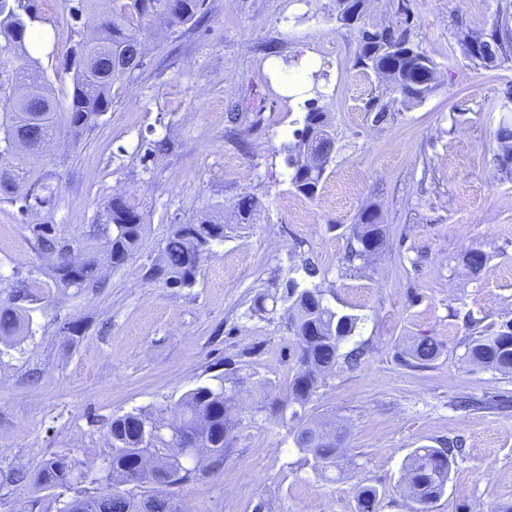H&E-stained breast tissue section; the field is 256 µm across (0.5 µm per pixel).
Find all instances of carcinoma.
Here are the masks:
<instances>
[{
	"mask_svg": "<svg viewBox=\"0 0 512 512\" xmlns=\"http://www.w3.org/2000/svg\"><path fill=\"white\" fill-rule=\"evenodd\" d=\"M64 0L66 21L78 36L71 48L66 71L72 73L68 101L60 103L50 93L45 70L26 47L30 4L26 0H0V46L13 53L17 66L12 77L0 81V102L4 104L0 128V201L30 200L41 205L52 201L54 187L50 177L35 174L39 163V143L45 134L60 128L74 130L79 137L96 128L102 115L112 108V87L133 77L144 66L147 56L146 31L151 19L164 18L171 27L194 28L204 15V0ZM507 55L498 33L490 38L477 37L466 56L475 64L488 67ZM357 65L366 70L385 69L393 74V89L409 103H419L431 94L437 83L431 60L413 45L409 30L362 24ZM500 152L495 160L499 171L512 174V120L500 122L496 132ZM336 152V140L329 131L326 113L317 107L305 112L298 140L288 146L291 183L300 194L314 197L323 181L327 165ZM240 223L250 224L255 212L253 198L244 195L235 203ZM40 252L58 253L68 241L58 237L51 225L30 226ZM145 232L144 213L129 197L112 196L104 204L102 219L90 225L84 243L86 258L78 267L56 265L48 273L50 282L20 281L14 299L31 296L33 288H86L98 283L101 265L119 268L139 250ZM224 239V225L203 216L188 224H172L162 248L161 258L148 273L167 288H191L197 280L205 254L213 242ZM384 228L377 210L368 206L357 217L348 242V262L363 269L371 260L370 251L381 248ZM486 255L479 249L466 252L463 266L476 275ZM308 285L300 287L293 277L284 284L281 300L286 307V327L293 336L295 356L288 384L289 399L299 406L291 419L301 421L299 410L316 394L325 376L336 373L339 363L353 365L363 355L360 348L345 354L341 345L353 334L359 318L332 309L324 291L314 278L317 268L303 266ZM27 319L19 306L0 307V335L15 336L26 329ZM441 353L431 336L414 338L401 352L403 361L423 368ZM466 358L473 364L512 375V320L491 336H476L467 344ZM228 378L198 385L177 401L180 422L165 426L161 420L140 410L112 419L110 431L120 442L112 450V465L106 475L95 477L76 469L68 454L55 455L40 466L35 484L43 489H71L78 483L105 486L83 494L81 512H141V500L152 502L151 512H178L172 489L159 480L156 471L173 478L181 487L224 462V434L233 431L236 410L232 390L245 383L237 377L231 386ZM296 447L311 455L312 468L321 475L342 471L345 455L336 447V426L322 423L315 427L295 426ZM203 448L197 458L181 455L180 449ZM458 446L415 449L405 464V482L409 495L424 512L423 505L438 499L448 482ZM357 512H378L377 489L362 486L356 492Z\"/></svg>",
	"mask_w": 512,
	"mask_h": 512,
	"instance_id": "obj_1",
	"label": "carcinoma"
}]
</instances>
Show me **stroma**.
<instances>
[{"label": "stroma", "mask_w": 512, "mask_h": 512, "mask_svg": "<svg viewBox=\"0 0 512 512\" xmlns=\"http://www.w3.org/2000/svg\"><path fill=\"white\" fill-rule=\"evenodd\" d=\"M32 4L51 34L38 56L61 99L75 35L64 0ZM205 12L192 30L152 20L143 69L114 85L98 127L76 141L58 133L40 161L55 187L50 203L23 211L0 202V306L11 305L17 281L46 280L51 268L31 225L84 239L116 194L134 197L147 225L124 266L103 268L101 287L43 294L29 304L25 335L0 340V512L51 501L29 476L54 455L100 474L113 417L171 418L186 391L234 371L251 378L242 422L223 464L178 490L187 512H253L262 500L272 512H356L362 486L377 489L379 512H411L406 457L453 438L464 453L429 512L512 506V377L465 358L472 331L490 335L512 319V177L495 162L496 130L512 114V56L479 67L462 47L468 36L512 31V0H371L367 22L409 26L436 69L435 90L410 105L357 66L358 33L337 22L336 0H205ZM305 49L326 72L320 94L285 95L282 76ZM311 102L328 115L336 153L310 199L291 185L284 148ZM381 109L386 120L374 122ZM158 140L169 149L151 154ZM244 195L256 202L250 224L234 208ZM371 204L386 242L355 272L346 246ZM208 211L222 215L224 238L194 287L146 279L170 225ZM471 249L487 256L476 276L461 262ZM308 262L329 306L359 318L343 351L366 350L304 413L341 430L347 465L330 480L264 404L287 402L295 347L281 311L252 310ZM413 336L441 346L428 367L399 357ZM18 470L27 481L10 482Z\"/></svg>", "instance_id": "obj_1"}]
</instances>
